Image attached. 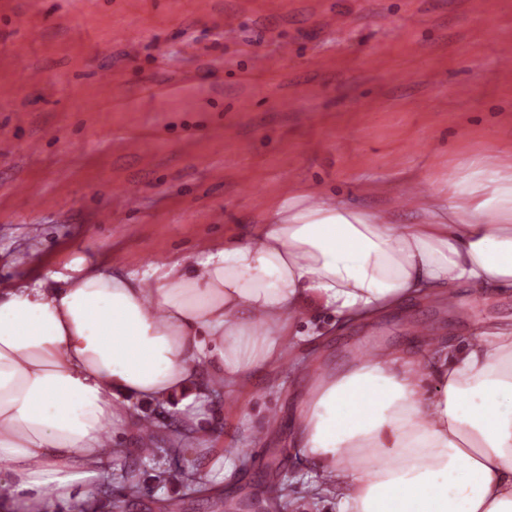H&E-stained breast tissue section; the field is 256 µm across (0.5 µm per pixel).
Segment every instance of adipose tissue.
I'll return each mask as SVG.
<instances>
[{
    "instance_id": "ef3b65f1",
    "label": "adipose tissue",
    "mask_w": 512,
    "mask_h": 512,
    "mask_svg": "<svg viewBox=\"0 0 512 512\" xmlns=\"http://www.w3.org/2000/svg\"><path fill=\"white\" fill-rule=\"evenodd\" d=\"M415 220L301 191L245 237L144 271L87 259L0 289V512H82L136 436V401L235 398L281 363L297 321L358 322L463 285L512 288V158L472 156L417 192ZM320 366L293 442L338 512H512V329Z\"/></svg>"
}]
</instances>
